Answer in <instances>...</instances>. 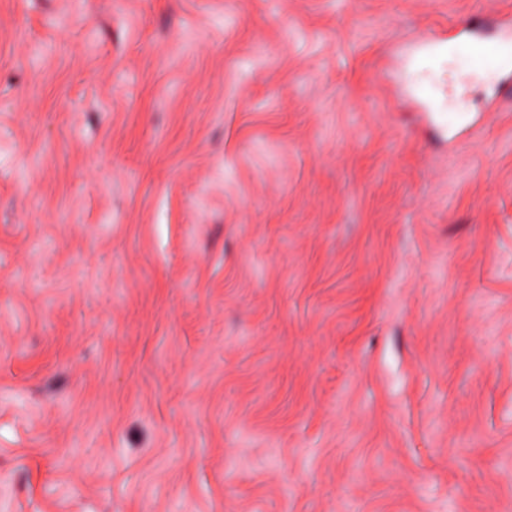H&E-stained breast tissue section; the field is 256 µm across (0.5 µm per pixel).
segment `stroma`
I'll use <instances>...</instances> for the list:
<instances>
[{
  "mask_svg": "<svg viewBox=\"0 0 512 512\" xmlns=\"http://www.w3.org/2000/svg\"><path fill=\"white\" fill-rule=\"evenodd\" d=\"M492 16L0 0V512H512Z\"/></svg>",
  "mask_w": 512,
  "mask_h": 512,
  "instance_id": "stroma-1",
  "label": "stroma"
}]
</instances>
